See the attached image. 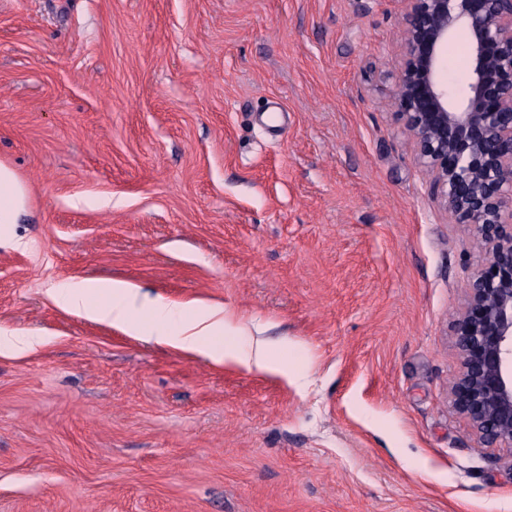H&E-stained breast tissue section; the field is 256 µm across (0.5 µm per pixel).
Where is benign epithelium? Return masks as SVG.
<instances>
[{"label": "benign epithelium", "instance_id": "obj_1", "mask_svg": "<svg viewBox=\"0 0 512 512\" xmlns=\"http://www.w3.org/2000/svg\"><path fill=\"white\" fill-rule=\"evenodd\" d=\"M401 2L395 116L439 208L485 256L453 327L460 369L450 394L483 443L512 447V0ZM460 28L468 65L456 96L441 69Z\"/></svg>", "mask_w": 512, "mask_h": 512}]
</instances>
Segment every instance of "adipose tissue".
Segmentation results:
<instances>
[{
  "instance_id": "ef3b65f1",
  "label": "adipose tissue",
  "mask_w": 512,
  "mask_h": 512,
  "mask_svg": "<svg viewBox=\"0 0 512 512\" xmlns=\"http://www.w3.org/2000/svg\"><path fill=\"white\" fill-rule=\"evenodd\" d=\"M54 301L64 311L186 354L206 355L219 365L268 372L275 369L267 357L264 343H257L247 353L212 346L213 337L232 328L233 316L228 310L197 300H150L137 284L127 280H81L57 292ZM141 311L150 313V322L138 320L137 314Z\"/></svg>"
}]
</instances>
